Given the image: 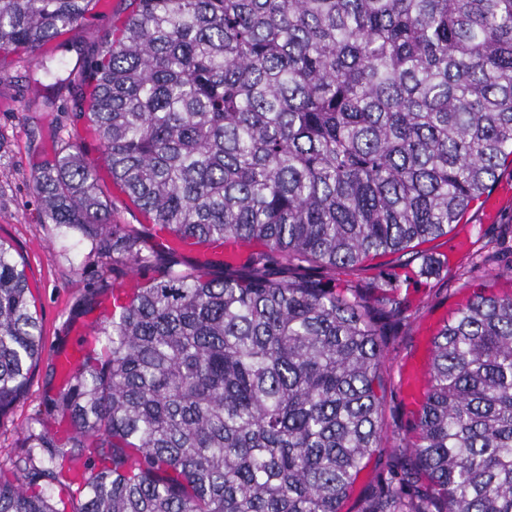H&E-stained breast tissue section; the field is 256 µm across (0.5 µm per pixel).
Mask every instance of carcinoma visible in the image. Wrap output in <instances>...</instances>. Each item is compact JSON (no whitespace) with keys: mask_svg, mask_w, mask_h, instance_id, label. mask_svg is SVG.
Masks as SVG:
<instances>
[{"mask_svg":"<svg viewBox=\"0 0 512 512\" xmlns=\"http://www.w3.org/2000/svg\"><path fill=\"white\" fill-rule=\"evenodd\" d=\"M94 2L0 0V52H35ZM72 81L112 182L154 223L267 248L220 277L155 253L157 276L97 321L101 351L61 388L46 374L71 434L27 427L0 512H343L383 442L400 305L268 259L353 269L447 234L492 188L512 156V0H133ZM32 190L112 270L152 258L81 146ZM43 348L0 241V417ZM408 434L361 512H512V292L475 289L435 336ZM67 462L84 464L74 489Z\"/></svg>","mask_w":512,"mask_h":512,"instance_id":"1","label":"carcinoma"}]
</instances>
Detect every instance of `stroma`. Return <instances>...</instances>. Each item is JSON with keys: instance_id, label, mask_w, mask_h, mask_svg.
<instances>
[{"instance_id": "1", "label": "stroma", "mask_w": 512, "mask_h": 512, "mask_svg": "<svg viewBox=\"0 0 512 512\" xmlns=\"http://www.w3.org/2000/svg\"><path fill=\"white\" fill-rule=\"evenodd\" d=\"M108 2L105 13L67 30L65 37L52 41L50 50H38L31 58L0 52V241L10 245L25 267L44 336L42 367L0 419L4 467L26 427L39 416L47 391L44 366L51 363L57 345L75 341L77 326L95 323V314L86 310L90 293L120 287L127 279L78 237L62 236L56 225L45 223L32 192L33 175L53 164L61 142H77L90 156L99 154L98 141L86 137L85 123L71 110L68 76L91 58L104 33L120 27L131 12L130 0ZM496 188L501 205L494 219H485L474 206L448 234L413 246L406 254L374 256L345 273L308 272L327 288H352L373 297L391 291L401 302L400 320L386 327L381 367L384 450L365 460L344 512H360L380 478L402 463L397 449L414 411L401 388V370L427 357L430 326L465 303L478 286L512 291V279L504 276L512 266V157L503 163Z\"/></svg>"}]
</instances>
